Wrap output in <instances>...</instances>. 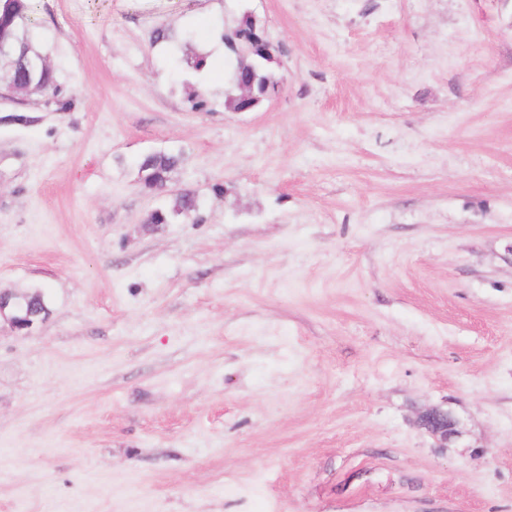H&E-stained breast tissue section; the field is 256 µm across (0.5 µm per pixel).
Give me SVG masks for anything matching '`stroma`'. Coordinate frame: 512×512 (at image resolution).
<instances>
[{
    "label": "stroma",
    "instance_id": "1",
    "mask_svg": "<svg viewBox=\"0 0 512 512\" xmlns=\"http://www.w3.org/2000/svg\"><path fill=\"white\" fill-rule=\"evenodd\" d=\"M245 10L284 89L228 112ZM28 37L73 106L0 97V289L51 308L0 327V512H512V0H38ZM206 55L194 53L192 55L185 54L178 62L171 73L172 87L186 88L191 84L188 80L190 73L200 74L206 62ZM182 162L179 152H154L145 155L139 164L146 187L153 189L154 184L166 185L169 175ZM201 202L198 195L191 190H181L172 195L167 204L162 205L150 215V223L155 211H162L168 220L167 224L189 219L200 208ZM418 424L429 432L439 447H448V441L461 434L459 420L449 411L430 410L421 415Z\"/></svg>",
    "mask_w": 512,
    "mask_h": 512
}]
</instances>
